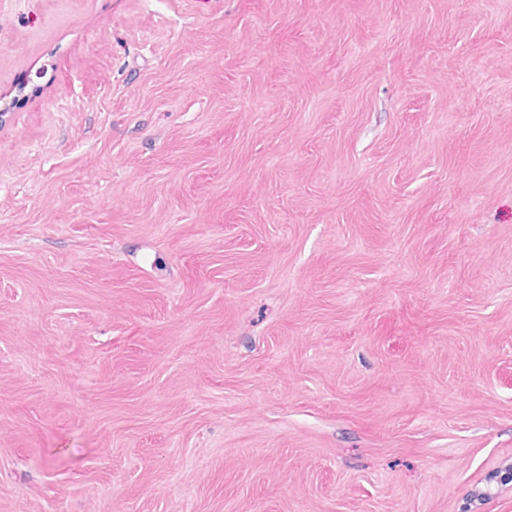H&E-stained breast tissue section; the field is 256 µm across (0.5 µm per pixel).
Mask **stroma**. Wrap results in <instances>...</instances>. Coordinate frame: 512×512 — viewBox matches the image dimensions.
<instances>
[{"instance_id":"obj_1","label":"stroma","mask_w":512,"mask_h":512,"mask_svg":"<svg viewBox=\"0 0 512 512\" xmlns=\"http://www.w3.org/2000/svg\"><path fill=\"white\" fill-rule=\"evenodd\" d=\"M0 512H512V0H0Z\"/></svg>"}]
</instances>
